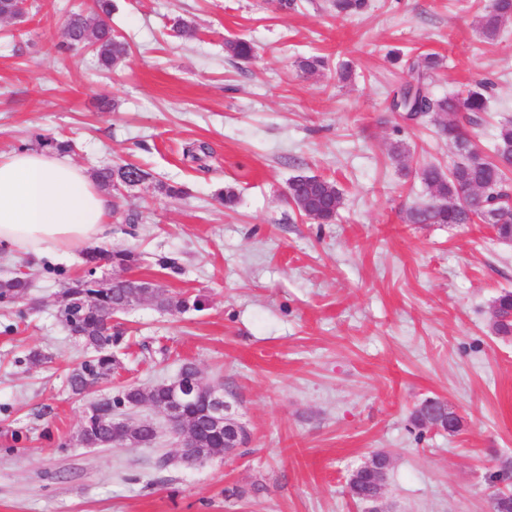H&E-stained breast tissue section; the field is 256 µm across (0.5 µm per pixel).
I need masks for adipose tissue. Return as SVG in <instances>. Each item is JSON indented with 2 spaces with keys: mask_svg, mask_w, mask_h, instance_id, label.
Wrapping results in <instances>:
<instances>
[{
  "mask_svg": "<svg viewBox=\"0 0 512 512\" xmlns=\"http://www.w3.org/2000/svg\"><path fill=\"white\" fill-rule=\"evenodd\" d=\"M112 200L56 152L0 154V249L36 258L97 244L111 230Z\"/></svg>",
  "mask_w": 512,
  "mask_h": 512,
  "instance_id": "obj_1",
  "label": "adipose tissue"
}]
</instances>
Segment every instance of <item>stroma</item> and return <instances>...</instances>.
I'll list each match as a JSON object with an SVG mask.
<instances>
[{
    "label": "stroma",
    "mask_w": 512,
    "mask_h": 512,
    "mask_svg": "<svg viewBox=\"0 0 512 512\" xmlns=\"http://www.w3.org/2000/svg\"><path fill=\"white\" fill-rule=\"evenodd\" d=\"M487 3L369 0L344 16L330 0H116L110 24L129 45L116 72L94 51L62 48L69 18L92 0H29L23 17L0 20V153L41 134L74 140L71 159L88 172H151L116 197L103 245L142 252L133 276L200 303L118 315L117 368L75 396L67 375L87 351L56 311L80 256L0 251V280L22 270L31 282L29 300L0 306V512H363L347 480L381 450L391 456L382 512H489L490 476L512 459V336L490 330L494 300L512 291V243L485 224L406 222L427 198L419 169L455 155L432 126L389 109L403 59L435 55V95L491 82L475 131L490 144L512 120V28L485 41ZM178 18L190 35L173 36ZM237 38L250 58L226 52ZM311 56L326 67L301 71ZM397 142L407 152L390 157ZM199 143L208 154L186 155ZM298 174L342 191L335 223L288 203ZM163 182L186 195L167 197ZM225 187L234 209L215 198ZM130 208L140 224H123ZM33 351L44 362L30 363ZM189 362L246 426L237 453L184 465L147 405L135 416L159 428L155 444L76 442L91 401L172 380ZM431 399L460 417L458 432L415 425ZM232 487L240 497L225 498Z\"/></svg>",
    "instance_id": "35a3bbf8"
}]
</instances>
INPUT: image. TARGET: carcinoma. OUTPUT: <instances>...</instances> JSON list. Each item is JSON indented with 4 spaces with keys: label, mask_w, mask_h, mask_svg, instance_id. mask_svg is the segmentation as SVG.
<instances>
[{
    "label": "carcinoma",
    "mask_w": 512,
    "mask_h": 512,
    "mask_svg": "<svg viewBox=\"0 0 512 512\" xmlns=\"http://www.w3.org/2000/svg\"><path fill=\"white\" fill-rule=\"evenodd\" d=\"M331 6L339 14H354L367 7V0H332ZM114 10L112 0H96L95 11L90 16L74 15L66 28V47L85 42L93 35L98 65L104 69H115L128 55L125 42L112 35L108 20ZM512 24V0H491L479 19V30L487 41H495ZM438 67L433 55H419L408 65L411 82L402 86L393 96L391 108L411 123L433 125L436 133L448 139L452 147L467 141L468 131L479 126L488 108V83L478 82L462 94L437 98L425 81L428 72ZM492 154L504 161H512V121L497 127ZM451 173L442 167L429 164L420 169L421 183L430 196V201L416 205L407 212L410 224H472L474 216L481 214L480 202L471 197V191L480 189L494 201L491 212L495 219L489 221L496 236L512 241V204L503 185V170L488 155L480 150L471 153L464 165L450 166ZM150 173L132 165L106 167L98 170L95 178L99 187L119 191L132 179L141 183L149 179ZM291 205L306 218L318 224H330L343 204V196L337 186L314 175H296L288 183ZM84 274L68 282L62 292L60 308L70 316L73 331L84 345L93 350L94 356L84 361L80 368L68 377L70 390L80 395L92 385L112 374L114 358L112 348L119 345L121 337L106 333L108 312L112 306L123 304L130 296L150 295L152 302L164 310L185 309L190 303L186 299L170 296L166 291L149 287L147 282H133L131 288H113L96 277L103 265L129 270L139 262V255L131 249L108 250L93 248L85 251ZM30 283L23 277L0 280V303L13 304L27 295ZM491 332L496 336H512V292L499 295L493 305ZM167 383L161 382L139 391L129 386L112 396L109 407L116 414L128 415L141 397L148 395L158 401L166 394ZM200 421L199 446L210 449V458L224 456V438L206 426L199 410L191 411ZM77 439L88 448H100L112 443V430L104 421L81 424ZM348 488L359 495L374 494L381 488V478L370 469H355L348 479Z\"/></svg>",
    "instance_id": "carcinoma-1"
}]
</instances>
